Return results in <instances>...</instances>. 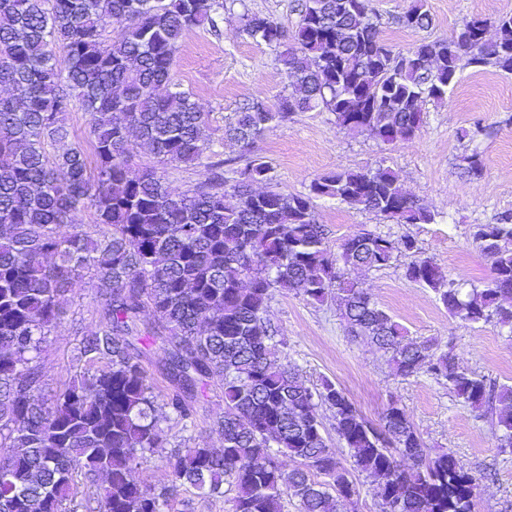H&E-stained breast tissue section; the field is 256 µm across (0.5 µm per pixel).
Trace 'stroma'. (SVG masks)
<instances>
[{
    "instance_id": "35a3bbf8",
    "label": "stroma",
    "mask_w": 512,
    "mask_h": 512,
    "mask_svg": "<svg viewBox=\"0 0 512 512\" xmlns=\"http://www.w3.org/2000/svg\"><path fill=\"white\" fill-rule=\"evenodd\" d=\"M220 35L200 27L180 43L173 80L193 93L208 114L210 161H223L224 179L233 183L246 160L265 162L273 184L288 194L308 193L312 181L329 172L358 170L379 164L395 170L406 189L435 216L430 224H394L375 212L329 198L314 201L315 219L327 233L329 247L366 230L398 239L414 238L424 255L434 258L452 278L483 286L488 261L472 244L476 224H494L512 213V72L493 67L464 68L452 100L425 102L424 126L414 139L384 144L364 133L339 127L333 113L298 112L270 126L250 150L224 137V125L255 96L269 103L288 90L277 52L248 38L243 17L258 12L288 27L299 20V0H219ZM411 0H372L381 36L390 45L407 48L421 39L447 38L464 21L512 14V0H425L432 25L424 31L395 21ZM485 129L477 141L462 132L473 122ZM481 152L485 167L470 176L460 167L462 155ZM407 256L391 266L355 271V278L373 299L411 335L437 338L450 345L458 363L499 384H512V330L496 322L469 323L450 316L433 295L404 276ZM103 302L92 276L73 289L61 322L38 360L49 399L80 373L96 371L81 359V340L97 328ZM269 314L280 329V356L296 366L310 386L329 380L373 424H380L390 403L402 407L430 453L450 452L476 479L474 512H512V452L501 451L486 419L451 393L446 384L420 373L395 374L383 353L351 336L335 302L316 304L292 292L275 293ZM224 413L223 390L209 382L198 404L195 423L183 428L177 419L162 421L165 445L149 455L136 471L146 485L166 480L170 447L220 448L215 424Z\"/></svg>"
}]
</instances>
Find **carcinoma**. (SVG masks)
Wrapping results in <instances>:
<instances>
[{
	"label": "carcinoma",
	"instance_id": "obj_1",
	"mask_svg": "<svg viewBox=\"0 0 512 512\" xmlns=\"http://www.w3.org/2000/svg\"><path fill=\"white\" fill-rule=\"evenodd\" d=\"M371 0H303L288 30L270 17L244 16L246 34L279 50L291 92L271 107L244 104L225 135L248 149L269 124L326 109L345 129L384 144L414 138L421 103L451 98L465 66L512 72V14L473 18L441 41L396 51L380 37ZM219 0H0V512H67L75 478L95 483L99 512H164L178 489L233 492L232 512H339L356 495L352 470L380 481L381 512H473L475 478L451 453L427 452L405 410L391 403L374 427L328 380L314 389L279 354L268 318L274 293L336 300L350 335L385 354L401 377L428 371L456 398L491 417L500 447L512 448V385H496L459 365L436 338H413L357 283L355 268L381 269L411 257L406 279L428 289L453 317L512 326V216L477 224L472 241L490 277L468 291L422 255L409 236L358 232L336 250L316 223L313 199L327 197L396 224L435 216L381 164L321 176L307 195L272 187L269 168L252 160L226 203L222 164L194 191L174 194L156 164L137 163L130 132L161 165L201 166L207 117L191 92L172 81L183 36L220 29ZM429 28L422 0L398 17ZM497 39H487L488 23ZM123 30L109 43L107 28ZM91 117V154L48 145L68 138L63 116ZM81 208L108 232L93 239L60 226ZM91 270L104 301L98 327L80 355L102 361L74 376L53 402L36 359L64 314L66 296ZM162 351L171 386L166 405L188 425L209 382L224 390L217 426L224 448L175 447L161 487L134 476L163 447L144 350ZM327 407L351 466L322 433ZM282 453L301 461L289 471Z\"/></svg>",
	"mask_w": 512,
	"mask_h": 512
}]
</instances>
